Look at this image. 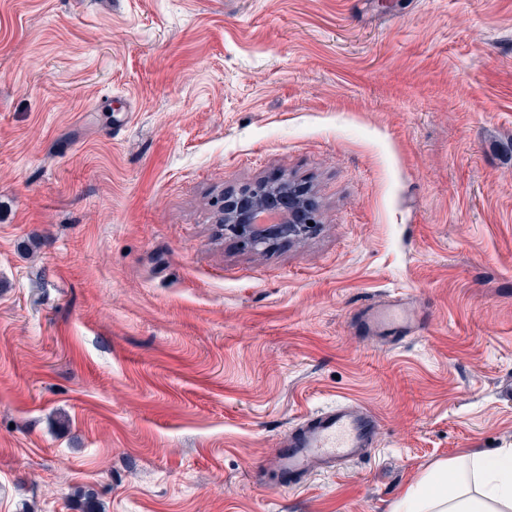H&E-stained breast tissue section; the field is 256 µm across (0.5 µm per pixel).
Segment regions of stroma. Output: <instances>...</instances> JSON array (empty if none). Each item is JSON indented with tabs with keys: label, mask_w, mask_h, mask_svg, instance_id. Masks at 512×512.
<instances>
[{
	"label": "stroma",
	"mask_w": 512,
	"mask_h": 512,
	"mask_svg": "<svg viewBox=\"0 0 512 512\" xmlns=\"http://www.w3.org/2000/svg\"><path fill=\"white\" fill-rule=\"evenodd\" d=\"M312 187L259 252L221 194ZM403 296L394 345L353 315ZM349 400L371 455L276 485ZM512 448V0H0V512H390Z\"/></svg>",
	"instance_id": "35a3bbf8"
}]
</instances>
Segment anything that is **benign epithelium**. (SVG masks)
<instances>
[{
  "mask_svg": "<svg viewBox=\"0 0 512 512\" xmlns=\"http://www.w3.org/2000/svg\"><path fill=\"white\" fill-rule=\"evenodd\" d=\"M217 223L254 250H264L274 239H296L319 224L314 195L285 181L260 182L236 195H224Z\"/></svg>",
  "mask_w": 512,
  "mask_h": 512,
  "instance_id": "1",
  "label": "benign epithelium"
}]
</instances>
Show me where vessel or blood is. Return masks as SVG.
Returning <instances> with one entry per match:
<instances>
[{
  "label": "vessel or blood",
  "mask_w": 512,
  "mask_h": 512,
  "mask_svg": "<svg viewBox=\"0 0 512 512\" xmlns=\"http://www.w3.org/2000/svg\"><path fill=\"white\" fill-rule=\"evenodd\" d=\"M353 323L362 336L387 343L414 333L420 318L405 302L370 305L357 312ZM377 419L352 402L305 417L288 431L274 454L271 469L277 475L303 479L335 465L366 458L378 436Z\"/></svg>",
  "instance_id": "b4317fda"
}]
</instances>
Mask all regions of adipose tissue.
<instances>
[{
    "label": "adipose tissue",
    "mask_w": 512,
    "mask_h": 512,
    "mask_svg": "<svg viewBox=\"0 0 512 512\" xmlns=\"http://www.w3.org/2000/svg\"><path fill=\"white\" fill-rule=\"evenodd\" d=\"M391 512H512V448L434 465Z\"/></svg>",
    "instance_id": "ef3b65f1"
}]
</instances>
